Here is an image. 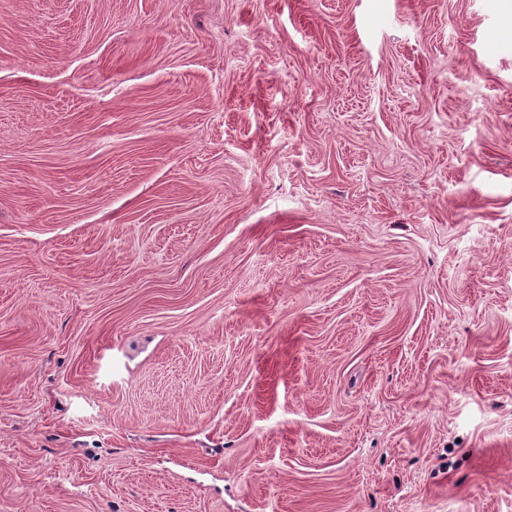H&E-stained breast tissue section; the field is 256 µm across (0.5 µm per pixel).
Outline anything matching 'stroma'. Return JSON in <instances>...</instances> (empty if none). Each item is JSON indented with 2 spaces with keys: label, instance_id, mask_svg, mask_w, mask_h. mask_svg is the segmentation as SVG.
<instances>
[{
  "label": "stroma",
  "instance_id": "1",
  "mask_svg": "<svg viewBox=\"0 0 512 512\" xmlns=\"http://www.w3.org/2000/svg\"><path fill=\"white\" fill-rule=\"evenodd\" d=\"M0 512H512V0H0Z\"/></svg>",
  "mask_w": 512,
  "mask_h": 512
}]
</instances>
